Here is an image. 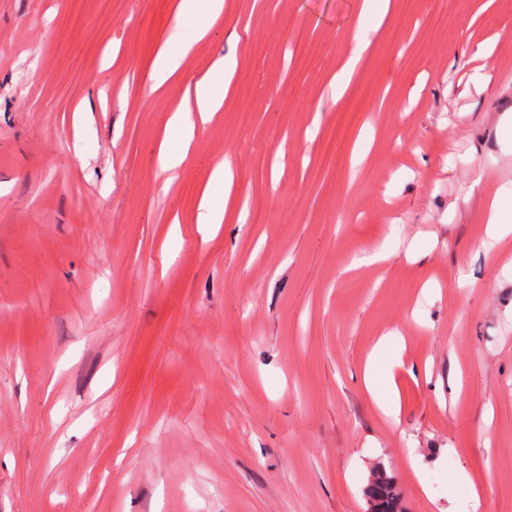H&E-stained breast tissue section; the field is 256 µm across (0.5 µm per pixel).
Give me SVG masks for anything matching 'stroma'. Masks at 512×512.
Returning <instances> with one entry per match:
<instances>
[{
	"instance_id": "stroma-1",
	"label": "stroma",
	"mask_w": 512,
	"mask_h": 512,
	"mask_svg": "<svg viewBox=\"0 0 512 512\" xmlns=\"http://www.w3.org/2000/svg\"><path fill=\"white\" fill-rule=\"evenodd\" d=\"M177 2L0 0V512H366L379 466L404 512H512V0H224L200 40ZM189 46L183 45L178 49L163 47L155 57L150 73V78L155 81L152 89H156L169 78L180 66L182 56L187 52ZM235 64L232 61L222 59L217 61L213 67L197 81L195 86L196 103L202 120L207 121L212 112L220 103L210 94V88L217 83L227 86ZM171 122L173 125L183 130L184 136L180 152L167 151V149L164 148L161 149V155L163 156L162 166L164 170L174 169L182 163L194 132V124L190 120L189 112H175ZM378 355H373L369 358L365 370V385L369 393L373 396L377 404L386 413L395 412L396 401V384L394 375L390 372L388 378V394L383 395L377 389L379 388V379L375 372V364Z\"/></svg>"
}]
</instances>
